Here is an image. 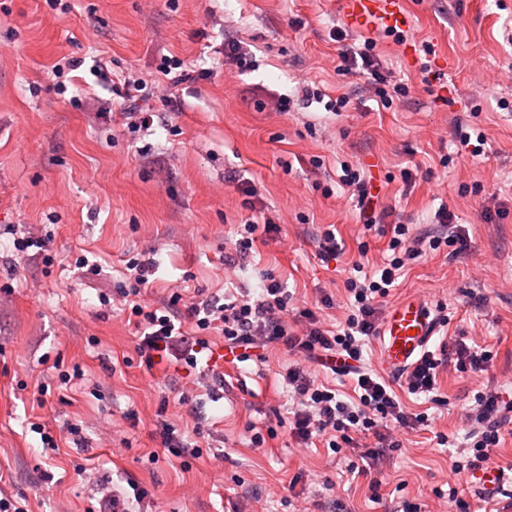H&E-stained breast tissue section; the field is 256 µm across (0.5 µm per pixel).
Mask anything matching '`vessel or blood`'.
<instances>
[{
    "label": "vessel or blood",
    "instance_id": "vessel-or-blood-1",
    "mask_svg": "<svg viewBox=\"0 0 512 512\" xmlns=\"http://www.w3.org/2000/svg\"><path fill=\"white\" fill-rule=\"evenodd\" d=\"M341 8L347 24L360 31H407L415 24L406 0H341ZM438 327L423 301L408 298L396 303L380 331L385 369L391 373L407 369L425 352Z\"/></svg>",
    "mask_w": 512,
    "mask_h": 512
}]
</instances>
